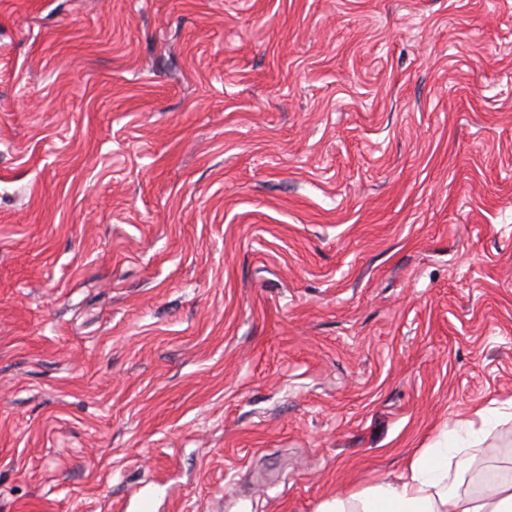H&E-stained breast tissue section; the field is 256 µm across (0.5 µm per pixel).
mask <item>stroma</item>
I'll return each instance as SVG.
<instances>
[{"label": "stroma", "instance_id": "stroma-1", "mask_svg": "<svg viewBox=\"0 0 512 512\" xmlns=\"http://www.w3.org/2000/svg\"><path fill=\"white\" fill-rule=\"evenodd\" d=\"M511 402L512 0H0V512H319Z\"/></svg>", "mask_w": 512, "mask_h": 512}]
</instances>
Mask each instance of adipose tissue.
I'll list each match as a JSON object with an SVG mask.
<instances>
[{
	"label": "adipose tissue",
	"instance_id": "obj_1",
	"mask_svg": "<svg viewBox=\"0 0 512 512\" xmlns=\"http://www.w3.org/2000/svg\"><path fill=\"white\" fill-rule=\"evenodd\" d=\"M470 451L452 436L425 449L394 481L378 483L350 498L326 502L322 512H512V479L475 497L455 494L467 472Z\"/></svg>",
	"mask_w": 512,
	"mask_h": 512
}]
</instances>
